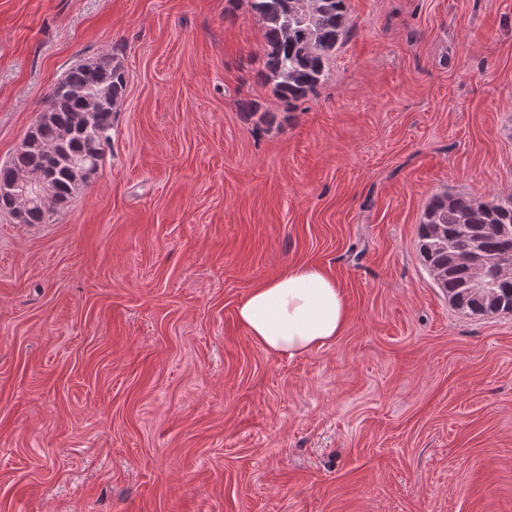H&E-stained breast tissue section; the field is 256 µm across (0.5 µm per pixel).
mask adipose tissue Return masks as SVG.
I'll return each mask as SVG.
<instances>
[{"label":"adipose tissue","mask_w":512,"mask_h":512,"mask_svg":"<svg viewBox=\"0 0 512 512\" xmlns=\"http://www.w3.org/2000/svg\"><path fill=\"white\" fill-rule=\"evenodd\" d=\"M236 316L255 343L293 357L334 343L347 325L349 306L322 267L300 264L251 288Z\"/></svg>","instance_id":"ef3b65f1"}]
</instances>
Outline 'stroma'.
<instances>
[{"label": "stroma", "instance_id": "1", "mask_svg": "<svg viewBox=\"0 0 512 512\" xmlns=\"http://www.w3.org/2000/svg\"><path fill=\"white\" fill-rule=\"evenodd\" d=\"M349 18L290 109L245 0H0V163L73 64L127 77L97 178L0 212V512H512V314L418 251L434 195L512 192V0ZM300 263L349 319L288 357L236 306Z\"/></svg>", "mask_w": 512, "mask_h": 512}]
</instances>
